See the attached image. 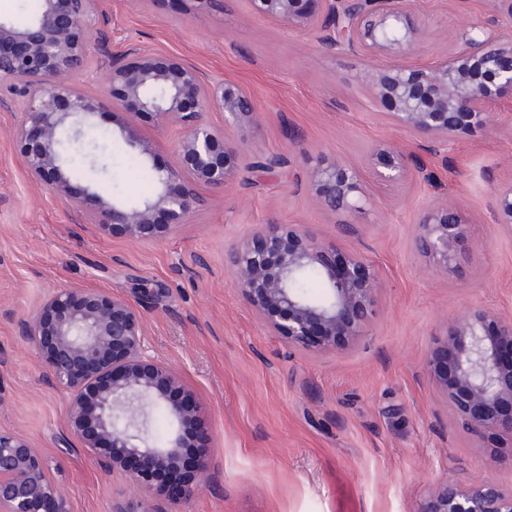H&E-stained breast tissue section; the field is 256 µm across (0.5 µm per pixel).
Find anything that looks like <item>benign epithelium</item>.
<instances>
[{"label":"benign epithelium","mask_w":512,"mask_h":512,"mask_svg":"<svg viewBox=\"0 0 512 512\" xmlns=\"http://www.w3.org/2000/svg\"><path fill=\"white\" fill-rule=\"evenodd\" d=\"M251 10L303 33L317 35L326 51L366 59L363 79L387 106L392 124L427 142H448L494 127L512 115V36L483 25L463 28L451 54L425 66L401 63L419 45L423 29L408 0H249ZM97 0H43L26 26L0 19V81L23 98V118L13 140L28 177L58 199L82 208L65 173V151L99 108V97L77 85L94 30ZM390 58L384 70L374 61ZM112 108L127 115L125 128L146 113L180 131L173 165L154 169L153 192L138 203L89 193L88 223L123 228L134 241L156 242L190 223L203 205L202 188L233 184L246 169L269 172L277 155H248L238 142L257 124L251 97L233 82L205 79L173 56L149 55L131 45L101 61ZM224 113V127L203 120ZM373 174L385 181L411 175L408 158L378 146L369 155ZM313 203L346 214L366 199L361 170L319 157L310 172ZM495 218L512 224V183L496 188ZM468 239L457 207L426 209L412 247L442 276L452 271ZM334 246L305 225L261 224L224 252L232 288L269 331L310 352L334 351L364 335L379 278L366 258L350 252L332 260ZM309 272L323 281L314 298L297 288ZM45 377L69 396V434L90 455L128 477L143 498L163 494L173 505L210 482V430L196 395L168 364L148 354L143 316L127 299L100 289L58 288L19 319ZM450 413L474 435L512 439V319L472 308L446 322V335L428 363ZM163 406L172 431L163 445L150 437L148 409ZM0 512H71L48 477L38 449L24 435L0 431ZM423 512H512V490L494 480L447 485Z\"/></svg>","instance_id":"7a95c632"}]
</instances>
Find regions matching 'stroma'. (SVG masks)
<instances>
[{
    "instance_id": "1",
    "label": "stroma",
    "mask_w": 512,
    "mask_h": 512,
    "mask_svg": "<svg viewBox=\"0 0 512 512\" xmlns=\"http://www.w3.org/2000/svg\"><path fill=\"white\" fill-rule=\"evenodd\" d=\"M423 37L407 57L426 65L452 51L470 24L512 31L491 0H410ZM107 52L135 45L184 59L215 81L238 83L259 114L247 146L285 157L271 173L203 191L190 224L156 243L101 230L31 181L12 132L20 99L0 82V431L24 434L72 512H112L133 499L126 475L80 444L58 446L68 400L43 375L19 319L57 288H96L144 314L150 355L176 368L212 433L209 486L182 512H421L448 483L488 479L512 489V446L463 430L440 401L427 361L447 319L485 308L512 317V227L494 218V189L512 182V123L434 145L398 131L369 95L361 56L328 52L315 36L253 14L248 0H100ZM123 117L102 97L94 133L110 144L74 150L71 191L105 187L140 198L141 169L174 161L176 129L141 115L133 134L150 153L133 168L115 131ZM409 158L412 176H367L350 215L315 207L311 160L365 167L371 147ZM451 202L471 238L439 276L412 249L421 213ZM304 224L379 274L364 336L330 352L289 347L264 328L228 283L224 250L260 224Z\"/></svg>"
}]
</instances>
